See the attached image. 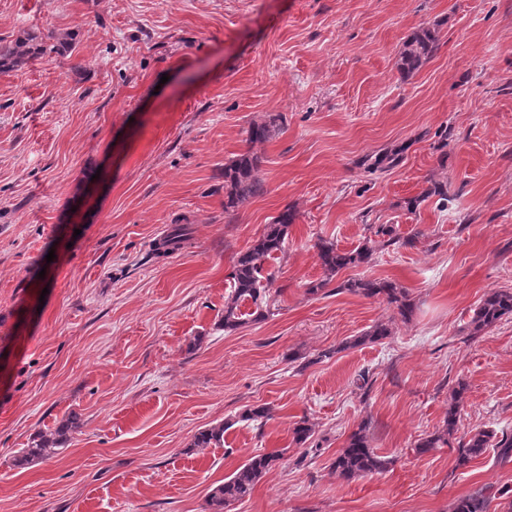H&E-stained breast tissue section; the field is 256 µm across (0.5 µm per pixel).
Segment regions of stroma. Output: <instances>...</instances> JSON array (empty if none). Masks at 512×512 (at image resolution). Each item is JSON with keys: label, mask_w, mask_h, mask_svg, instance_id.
<instances>
[{"label": "stroma", "mask_w": 512, "mask_h": 512, "mask_svg": "<svg viewBox=\"0 0 512 512\" xmlns=\"http://www.w3.org/2000/svg\"><path fill=\"white\" fill-rule=\"evenodd\" d=\"M423 29L438 48L401 75ZM50 31L65 50L0 72V512H206L277 450L231 512H450L512 485L493 450L460 467L416 449L460 384L458 435L512 433V316L469 334L512 289V0H0L1 39ZM249 148L265 192L225 213L224 166ZM391 148L397 166H362ZM287 209L270 315L224 331L237 254ZM370 237L369 263L327 277L319 243ZM351 277L405 288L412 318L337 291ZM379 322L389 338L344 349ZM257 405L261 427L241 418ZM72 415L64 450L14 466ZM219 422L223 444L189 452ZM363 423L392 464L342 480ZM509 316H512L511 289H499L488 293L473 314L470 336H478L484 329ZM282 458V453L271 452L252 456L238 467L224 482L214 485L207 496L209 512H229L235 503L250 497L264 475Z\"/></svg>", "instance_id": "1"}]
</instances>
